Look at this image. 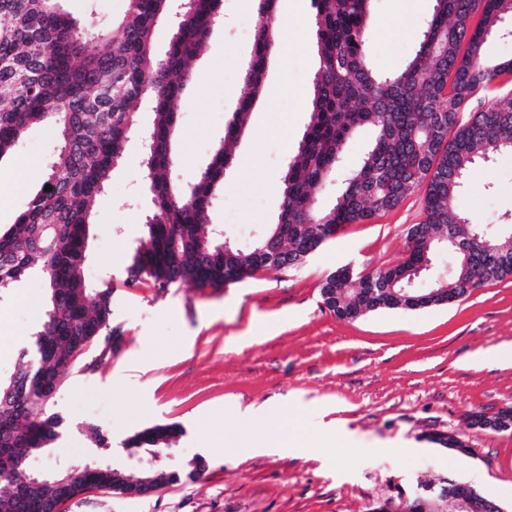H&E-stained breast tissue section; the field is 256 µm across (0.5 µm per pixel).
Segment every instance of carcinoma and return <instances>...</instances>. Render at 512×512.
Instances as JSON below:
<instances>
[{"label": "carcinoma", "instance_id": "1", "mask_svg": "<svg viewBox=\"0 0 512 512\" xmlns=\"http://www.w3.org/2000/svg\"><path fill=\"white\" fill-rule=\"evenodd\" d=\"M60 0H0V159L11 154L33 124L56 126L60 148L42 187L15 224L0 231V299L15 283L38 273L48 303L41 322L16 354L9 378L0 379V512H59L77 493L127 485L123 470L109 465L76 466L74 482L46 485L22 479L18 464L59 438L65 419L48 413L63 373L89 349L118 333L112 326L114 284L91 287L87 259L91 212L111 174L123 161L126 143L141 129L135 104H153L143 179L151 197L146 240L124 270L123 285L144 283L166 290L176 284L222 288L263 270L255 252L270 238L297 266L330 239L331 230L362 223L395 209L416 190L424 192L423 221L407 231L408 257L364 275L348 267L329 274L322 302L342 320L378 310H415L395 294L454 237L480 243L467 252L448 242V280L426 292V304L468 297L483 285L512 275V224H475L451 206L469 168L501 152H512V94L501 78L512 59L492 61L483 45L512 17V0H434L413 57L383 74L365 51L372 0H313L318 67L309 122L283 177L281 203L263 237L233 250L224 264V237L207 231L204 215L224 182L235 139L261 92L273 48L279 0H259L254 54L242 75L244 94L209 163L187 189L171 182L178 160L173 150L179 126L176 103L190 77L189 61L204 45L219 16L221 0H192L163 53L156 30L170 15V0H127L117 38L93 22L81 26ZM481 11L477 24L473 14ZM93 43L92 50L87 44ZM484 93L486 106L461 119L467 101ZM374 134L359 167L344 180L336 202L318 209L315 193L333 174L343 148L361 127ZM52 191H45V186ZM177 424H155L126 440L165 457ZM423 492L376 503L370 512H427Z\"/></svg>", "mask_w": 512, "mask_h": 512}]
</instances>
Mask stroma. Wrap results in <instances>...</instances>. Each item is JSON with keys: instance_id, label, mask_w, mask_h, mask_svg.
Listing matches in <instances>:
<instances>
[{"instance_id": "35a3bbf8", "label": "stroma", "mask_w": 512, "mask_h": 512, "mask_svg": "<svg viewBox=\"0 0 512 512\" xmlns=\"http://www.w3.org/2000/svg\"><path fill=\"white\" fill-rule=\"evenodd\" d=\"M78 22L116 33L126 0H61ZM433 0H373L365 51L380 71L402 68L417 38L403 31L406 16L422 23ZM290 35L267 59L264 91L232 148L224 186L234 202L232 223L216 198L207 221L244 244L274 221L289 155L308 122L304 92L318 65L311 0H288ZM254 0H223L204 49L190 63L192 79L178 103L181 159L170 171L188 186L210 161L240 97L241 70L253 53L242 21H255ZM371 138L359 130L346 143L338 177L317 193L330 205L339 176L355 168ZM57 150L52 126L28 128L14 155L0 159V227L15 224L40 188ZM141 145L131 140L97 200L88 228L84 275L90 284L113 278L115 353L90 351L62 378L52 409L66 425L35 471L90 463L141 470L125 442L157 423L175 422L164 465L203 462L199 478L161 486L145 496L108 488L69 500L60 512H368L419 480L466 483L512 512V429L471 426V413L512 408V362L487 367L472 357L512 343V277L456 302L415 311L381 310L338 319L323 305L322 281L343 266L368 273L398 264L410 226L424 218L416 191L394 210L348 224L302 265L261 271L224 288L191 285L158 290L121 287L124 269L144 237L150 199L140 174ZM455 207L474 223L512 214V153L474 165ZM45 304L39 276L18 282L0 299V377L14 355L6 344L28 339ZM97 425L110 445L96 447L82 432ZM456 434L473 456L461 458L435 443ZM238 445H224L225 435ZM268 447H256V440Z\"/></svg>"}]
</instances>
